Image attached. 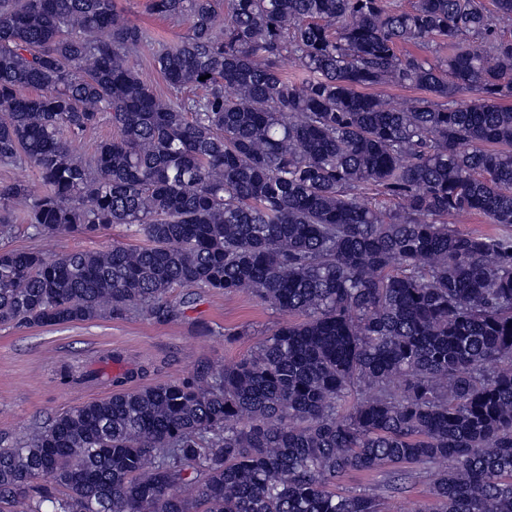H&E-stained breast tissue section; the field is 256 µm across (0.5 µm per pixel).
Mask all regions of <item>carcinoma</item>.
<instances>
[{"label": "carcinoma", "mask_w": 512, "mask_h": 512, "mask_svg": "<svg viewBox=\"0 0 512 512\" xmlns=\"http://www.w3.org/2000/svg\"><path fill=\"white\" fill-rule=\"evenodd\" d=\"M493 6L150 0L188 23L153 56L164 97L115 0H0V164L40 180L0 182V238L20 203L38 235L144 241L1 247L0 325L167 321L174 288L303 317L0 443V512H385L336 480L390 466L398 493L429 465L432 512H512V0ZM105 115L115 136L77 156ZM150 48L152 47H142L137 53L132 55L131 63L141 72L143 78L156 93L167 95L168 89L166 84L153 67L152 50ZM31 232L25 226L16 228L13 237L9 239L10 247L48 254H61L77 249H101L112 244L135 246L143 243L123 224H114L112 228L91 237L71 235L36 236L32 235Z\"/></svg>", "instance_id": "cac0c4a2"}]
</instances>
